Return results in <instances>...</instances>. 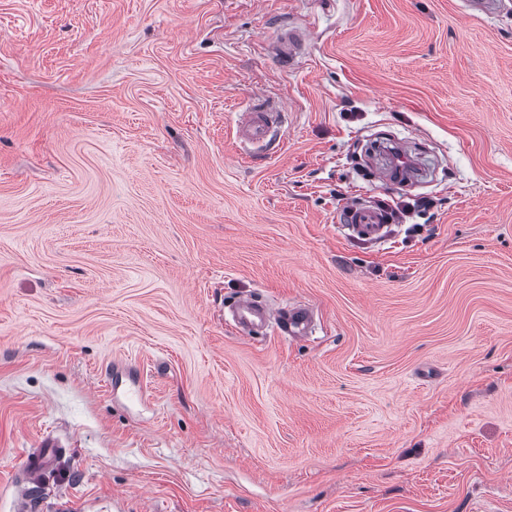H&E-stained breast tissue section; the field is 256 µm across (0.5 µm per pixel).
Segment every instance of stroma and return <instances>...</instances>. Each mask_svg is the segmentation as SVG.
Listing matches in <instances>:
<instances>
[{
	"label": "stroma",
	"mask_w": 512,
	"mask_h": 512,
	"mask_svg": "<svg viewBox=\"0 0 512 512\" xmlns=\"http://www.w3.org/2000/svg\"><path fill=\"white\" fill-rule=\"evenodd\" d=\"M48 437L43 512H512V0H0V512ZM283 112L279 102L261 97L254 99L237 126V138L245 154H264L275 148ZM349 210L350 223L345 225L349 237L374 240L386 235L388 224L385 212L357 205H350ZM237 322L239 325L249 327L261 325L269 327L274 324L280 334L292 338L306 336L310 332L312 315L306 307L290 308L287 311L276 313L267 303L255 298L245 299L236 303ZM45 448H37L26 457L19 481L22 485H37L40 477L50 472L58 459L65 452V448H60L53 440L46 438L43 442Z\"/></svg>",
	"instance_id": "35a3bbf8"
}]
</instances>
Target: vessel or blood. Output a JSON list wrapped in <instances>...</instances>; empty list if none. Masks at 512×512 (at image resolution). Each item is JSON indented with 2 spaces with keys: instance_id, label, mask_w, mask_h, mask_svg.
<instances>
[{
  "instance_id": "obj_1",
  "label": "vessel or blood",
  "mask_w": 512,
  "mask_h": 512,
  "mask_svg": "<svg viewBox=\"0 0 512 512\" xmlns=\"http://www.w3.org/2000/svg\"><path fill=\"white\" fill-rule=\"evenodd\" d=\"M283 116V108L279 102L255 98L237 126V138L243 152L250 156L271 152L277 142V132ZM349 219L347 229L350 237L374 240L386 234L387 216L381 210L354 205L350 208ZM236 311L239 325H273L280 333L292 338L307 335L312 324V315L308 308L296 307L277 313L268 304L253 298L238 301ZM63 453V448L53 440H45L42 448L27 455L19 478L20 483L25 486L37 484L40 477L54 468Z\"/></svg>"
}]
</instances>
